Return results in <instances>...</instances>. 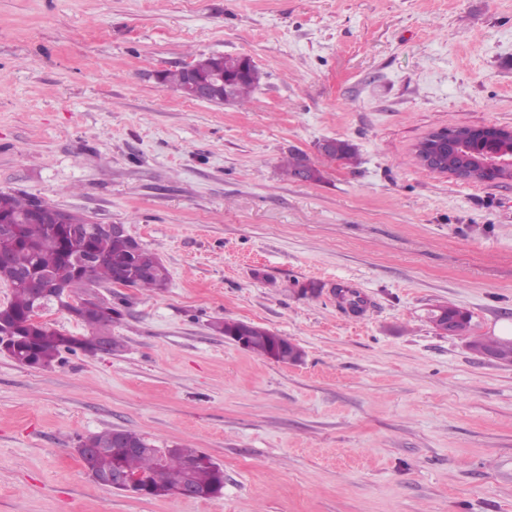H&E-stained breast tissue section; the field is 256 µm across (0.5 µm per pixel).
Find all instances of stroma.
<instances>
[{
  "label": "stroma",
  "mask_w": 512,
  "mask_h": 512,
  "mask_svg": "<svg viewBox=\"0 0 512 512\" xmlns=\"http://www.w3.org/2000/svg\"><path fill=\"white\" fill-rule=\"evenodd\" d=\"M209 54L251 58L247 100L159 82ZM467 125L512 128V0H0V190L126 225L170 274L98 287L121 351L0 356V512H512V364L430 319L512 323V180L414 153ZM292 151L322 181L285 176ZM110 428L208 454L222 494L97 484L75 450ZM213 329L224 336H236L234 339L237 345L243 349L249 350L252 345L253 336L264 337L252 347L253 353L258 355L272 358L276 361L283 363H297L302 359V352L291 341L281 336V338L288 343L283 348L279 345L280 339L278 335L269 329L245 323L242 321H216L213 324ZM294 347V350L288 354V348Z\"/></svg>",
  "instance_id": "1"
}]
</instances>
